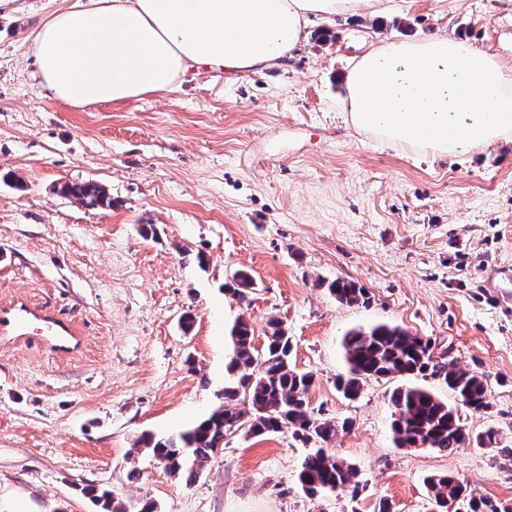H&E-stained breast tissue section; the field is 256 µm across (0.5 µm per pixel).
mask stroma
Returning <instances> with one entry per match:
<instances>
[{
  "instance_id": "obj_1",
  "label": "stroma",
  "mask_w": 512,
  "mask_h": 512,
  "mask_svg": "<svg viewBox=\"0 0 512 512\" xmlns=\"http://www.w3.org/2000/svg\"><path fill=\"white\" fill-rule=\"evenodd\" d=\"M74 0H16L0 11V305L18 299L71 322L79 347L0 339V497L37 512H98L88 485L128 512H431L426 478L457 477L512 507V461L498 449L439 452L393 442L390 394L404 376L336 390L346 332L385 323L450 349L482 376L490 407L469 434L512 446V142L433 157L358 132L342 76L380 40L467 35L512 65V7L501 0H371L355 16L313 18L272 66L202 67L171 90L73 109L42 86L33 33ZM96 182L88 209L61 184ZM156 235L143 237V225ZM254 281L248 302L227 287ZM342 278L364 302H338ZM314 373L315 416L336 422L328 454L364 486L316 497L291 433L227 437L194 480L172 477L135 441L164 437L224 402L229 328L269 317Z\"/></svg>"
}]
</instances>
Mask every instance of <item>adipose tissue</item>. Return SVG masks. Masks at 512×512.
<instances>
[{"label":"adipose tissue","mask_w":512,"mask_h":512,"mask_svg":"<svg viewBox=\"0 0 512 512\" xmlns=\"http://www.w3.org/2000/svg\"><path fill=\"white\" fill-rule=\"evenodd\" d=\"M366 0H90L33 36L37 74L72 108L170 90L194 66L233 73L293 50L314 16ZM353 126L382 142L453 156L512 138V68L467 39L430 36L372 48L344 76Z\"/></svg>","instance_id":"adipose-tissue-1"}]
</instances>
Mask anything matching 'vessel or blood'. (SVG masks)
<instances>
[{
	"label": "vessel or blood",
	"instance_id": "1",
	"mask_svg": "<svg viewBox=\"0 0 512 512\" xmlns=\"http://www.w3.org/2000/svg\"><path fill=\"white\" fill-rule=\"evenodd\" d=\"M35 334L52 348L64 351L74 342L69 323L45 310L23 302L0 307V335L27 336Z\"/></svg>",
	"mask_w": 512,
	"mask_h": 512
}]
</instances>
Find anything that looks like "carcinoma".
<instances>
[{"label":"carcinoma","instance_id":"1","mask_svg":"<svg viewBox=\"0 0 512 512\" xmlns=\"http://www.w3.org/2000/svg\"><path fill=\"white\" fill-rule=\"evenodd\" d=\"M61 193L86 207H110L112 198L95 182L61 185ZM232 295L248 301L253 281L249 274L236 271L231 276ZM340 302L355 304L364 298V289L344 279L327 285ZM267 340L255 347L249 322L240 317L230 330L233 343L228 368L236 375L234 386L224 389V403L207 418L175 436L157 439L141 435L135 448L164 461L174 477L196 479L209 459L224 449V439L236 432L255 437L275 434L288 428L292 435L308 444L326 442L336 435L335 421L312 414L309 391L313 375L291 364V337L281 320L267 322ZM347 374L337 379V388L349 399L359 395L369 378L413 375L431 379L451 391L460 405L480 411L489 408L482 378L448 360V351L397 326L379 324L368 330H352L343 341ZM393 407L392 432L399 448H431L448 451L470 441L480 447H497L493 429L470 438L456 407L441 400L431 390L407 385L397 387L390 396ZM298 481L310 496L349 487L356 494L362 489L360 473L337 461L324 449L307 454L301 464ZM429 498L441 512L448 502L467 503L468 512H512V509L466 494L463 483L448 475L433 476L427 483ZM88 492L101 512H127L126 507L108 489L91 486Z\"/></svg>","mask_w":512,"mask_h":512}]
</instances>
